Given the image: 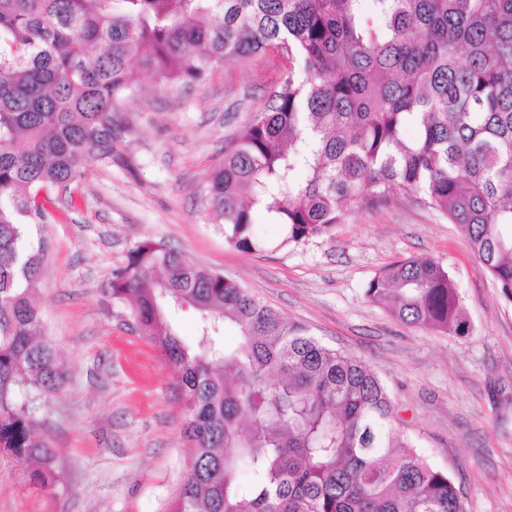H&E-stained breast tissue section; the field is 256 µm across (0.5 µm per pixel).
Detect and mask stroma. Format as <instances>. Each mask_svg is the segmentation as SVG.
Listing matches in <instances>:
<instances>
[{
    "instance_id": "stroma-1",
    "label": "stroma",
    "mask_w": 512,
    "mask_h": 512,
    "mask_svg": "<svg viewBox=\"0 0 512 512\" xmlns=\"http://www.w3.org/2000/svg\"><path fill=\"white\" fill-rule=\"evenodd\" d=\"M280 73L268 57L218 66L190 88L124 102L119 160L87 162L81 203L37 224L36 290L45 339L68 379L37 418L60 481L40 490L31 462L0 455V512H169L190 450L177 373L112 299L114 270L144 240L161 241L252 290L324 343L368 363L399 424L447 471L465 512H512V301L479 268L457 225L396 193L348 211L327 233L285 244L256 213L257 250H238L201 202L237 130ZM429 257L458 285L466 337L409 327L365 297L387 265Z\"/></svg>"
}]
</instances>
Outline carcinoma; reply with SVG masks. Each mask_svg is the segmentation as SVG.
<instances>
[{"mask_svg":"<svg viewBox=\"0 0 512 512\" xmlns=\"http://www.w3.org/2000/svg\"><path fill=\"white\" fill-rule=\"evenodd\" d=\"M270 50L288 69L203 189L227 240L257 248L254 207L297 244L399 192L458 225L512 299V0H0V452L35 462L39 488L59 474L36 414L66 370L42 339L29 224L57 220L61 196L75 205L88 158H117L125 99ZM109 291L186 398L194 451L170 512H465L363 360L162 243L134 245ZM365 295L405 325L469 335L431 258L387 265ZM183 308L195 346L169 316Z\"/></svg>","mask_w":512,"mask_h":512,"instance_id":"1","label":"carcinoma"}]
</instances>
